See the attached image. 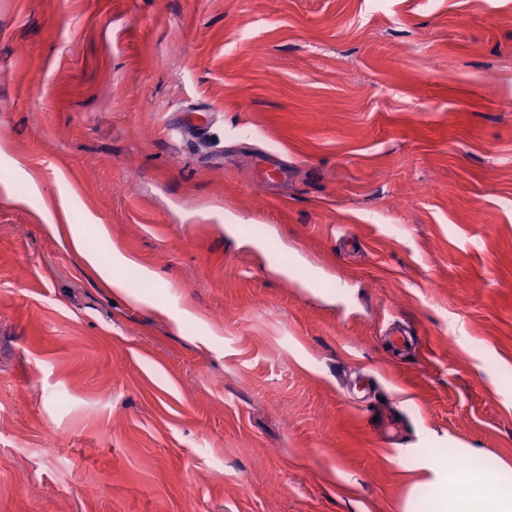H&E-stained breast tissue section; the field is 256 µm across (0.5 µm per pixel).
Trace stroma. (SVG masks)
Masks as SVG:
<instances>
[{"label": "stroma", "instance_id": "35a3bbf8", "mask_svg": "<svg viewBox=\"0 0 512 512\" xmlns=\"http://www.w3.org/2000/svg\"><path fill=\"white\" fill-rule=\"evenodd\" d=\"M431 437L512 466V0H0V512H403ZM212 122L211 114L204 110H191L183 113L180 124L172 129V134L181 136L185 130L200 137L207 135ZM70 239L75 250L84 258L86 264L96 272L104 281L108 284L112 285V288H115L116 291H126L124 287L123 281L115 274V271L118 267L130 266L133 263L120 255L118 252L114 251L112 256V268L105 266L100 262V260L93 254L87 253L82 249L83 245V236L77 231L73 225H70Z\"/></svg>", "mask_w": 512, "mask_h": 512}]
</instances>
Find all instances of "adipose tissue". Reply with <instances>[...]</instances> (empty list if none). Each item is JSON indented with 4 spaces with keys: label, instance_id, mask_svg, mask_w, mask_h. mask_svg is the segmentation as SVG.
<instances>
[{
    "label": "adipose tissue",
    "instance_id": "adipose-tissue-1",
    "mask_svg": "<svg viewBox=\"0 0 512 512\" xmlns=\"http://www.w3.org/2000/svg\"><path fill=\"white\" fill-rule=\"evenodd\" d=\"M470 464L464 470L438 465L436 448L411 451V472L420 474L412 488L405 512H512V468L504 467L499 477L487 481L483 469L490 461L476 448H465Z\"/></svg>",
    "mask_w": 512,
    "mask_h": 512
}]
</instances>
